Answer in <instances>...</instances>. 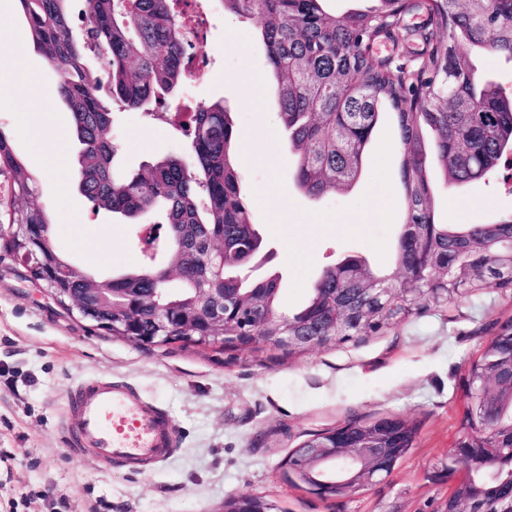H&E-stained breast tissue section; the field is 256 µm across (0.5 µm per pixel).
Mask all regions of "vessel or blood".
Segmentation results:
<instances>
[{"instance_id":"vessel-or-blood-1","label":"vessel or blood","mask_w":512,"mask_h":512,"mask_svg":"<svg viewBox=\"0 0 512 512\" xmlns=\"http://www.w3.org/2000/svg\"><path fill=\"white\" fill-rule=\"evenodd\" d=\"M68 410L75 424L68 444L94 455L102 467L143 468L164 462L174 430L161 409L109 377H91L70 388Z\"/></svg>"}]
</instances>
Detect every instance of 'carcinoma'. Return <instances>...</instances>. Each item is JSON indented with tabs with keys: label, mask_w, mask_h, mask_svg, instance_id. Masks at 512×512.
I'll list each match as a JSON object with an SVG mask.
<instances>
[{
	"label": "carcinoma",
	"mask_w": 512,
	"mask_h": 512,
	"mask_svg": "<svg viewBox=\"0 0 512 512\" xmlns=\"http://www.w3.org/2000/svg\"><path fill=\"white\" fill-rule=\"evenodd\" d=\"M34 50L59 76L58 92L68 106L80 145L77 188L93 209L127 220L160 207L166 226L185 228L180 239L165 233L169 266L184 268L182 286L169 288V271L140 267L112 278L114 288H144L164 294L177 329L169 346L223 354L249 347L253 320L229 314L224 338L205 322L184 328L187 299L208 275L213 245L224 240V281L281 309V278L252 280L245 270L263 239L250 220L234 162L235 129L224 102L199 104L189 117L190 153L166 157L120 178L112 171L111 109L101 96L99 71L88 53L102 57L112 95L139 110L176 92L188 77L191 47L171 0H84L81 37L74 36L75 0H17ZM224 11L255 21L266 57L279 80L278 117L295 157L297 187L311 197L343 192L359 178L383 104L399 119L406 210L395 246L398 274L373 272L365 260L348 257L326 267L306 302L288 313L301 336L318 337L319 347L335 348L369 334H383L432 307L448 309L488 288L512 291V219L495 224H441L435 219L429 148L445 181L463 188L486 177L512 150V96L475 68L463 49L494 53L512 61V0H499L495 13L486 0H426L430 45L420 64L405 70L373 62L368 49L398 28L412 0H372L365 9L340 16L325 0H212ZM0 172L9 175L13 206L3 215L8 235L0 250L24 260L28 279L52 291L86 288L83 270L54 252L56 275L45 278L40 230L49 213L36 196L37 175L0 131ZM373 281L390 289L379 303L365 294ZM130 328L111 321L105 308L83 312V322L99 333L132 342L153 333L147 312L132 311ZM112 328H107V323ZM512 359V324L501 327L492 344L471 365L468 392L483 388L490 404L469 406L461 421L466 448L451 457L447 471L462 473L471 491L472 512H505L512 503V397L508 380L488 378ZM384 430L398 439L399 461L414 447L418 427L396 417L354 418L311 435L301 448L331 444L338 436Z\"/></svg>",
	"instance_id": "1"
}]
</instances>
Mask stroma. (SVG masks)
<instances>
[{
	"label": "stroma",
	"instance_id": "1",
	"mask_svg": "<svg viewBox=\"0 0 512 512\" xmlns=\"http://www.w3.org/2000/svg\"><path fill=\"white\" fill-rule=\"evenodd\" d=\"M208 75L182 88L186 107L223 101L236 130L242 194L264 252L250 275L281 277L284 309L300 304L322 270L343 257L394 270L405 197L403 155L393 114L381 115L361 175L346 193L306 195L278 121V78L255 22L213 8ZM424 8L406 14L376 61L416 63L428 49ZM58 76L28 43L0 54V130L38 177L57 249L99 279L147 261L165 264L145 238L164 224L154 210L141 223L93 211L77 192L78 145ZM113 168L122 173L170 155L189 140L160 128L144 110L112 104ZM507 170L465 188L433 174L438 221L456 210L461 224L512 218ZM0 258V512H224L228 496H262L272 512H441L455 480L445 468L470 399L468 370L502 325L512 292L486 290L453 310L431 309L384 334L288 358L260 347L235 356L176 346L150 351L88 332ZM126 382L168 416L176 450L161 465L105 471L65 447L66 393L78 379ZM394 415L416 424L414 448L386 479L325 501L287 479L289 453L318 431L350 419Z\"/></svg>",
	"mask_w": 512,
	"mask_h": 512
}]
</instances>
